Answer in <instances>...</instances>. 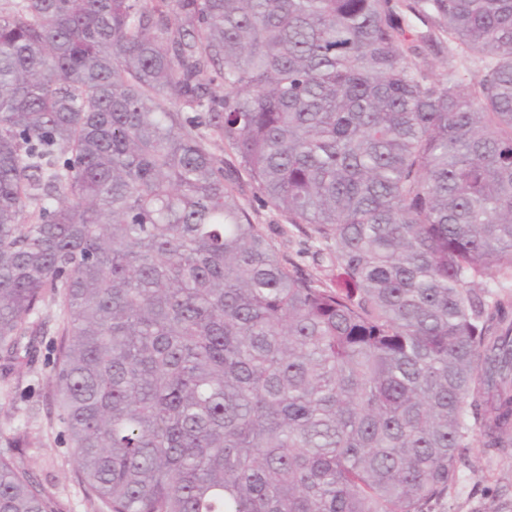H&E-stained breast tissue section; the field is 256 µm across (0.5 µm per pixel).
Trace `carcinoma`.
Here are the masks:
<instances>
[{
	"label": "carcinoma",
	"instance_id": "cac0c4a2",
	"mask_svg": "<svg viewBox=\"0 0 512 512\" xmlns=\"http://www.w3.org/2000/svg\"><path fill=\"white\" fill-rule=\"evenodd\" d=\"M406 8L426 30L394 0H0V375L58 300L109 512H428L470 431L512 447V313L478 291L512 274V0ZM434 42L444 79L411 62ZM24 445L0 512H59ZM481 72V56L478 53L471 52L469 57L463 63V66L459 65L456 78L462 83L463 88L469 90L478 80ZM242 181L240 201L249 208L255 224H260L275 248L287 258L297 262L304 270L328 281L333 274L332 268L327 267L325 262L321 263L323 266L315 265L311 254L304 253L307 247L305 236L297 228L287 224L285 218L278 211L264 205L259 194L244 174Z\"/></svg>",
	"mask_w": 512,
	"mask_h": 512
}]
</instances>
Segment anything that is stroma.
<instances>
[{
  "label": "stroma",
  "instance_id": "35a3bbf8",
  "mask_svg": "<svg viewBox=\"0 0 512 512\" xmlns=\"http://www.w3.org/2000/svg\"><path fill=\"white\" fill-rule=\"evenodd\" d=\"M240 200L281 254L322 279L331 278L330 267L315 265L311 255L306 254L305 236L287 224L278 211L264 205L250 182H243ZM39 318L45 327L33 362L19 373L0 377V441L12 437L26 441L23 462L35 479L54 492L61 512H105L100 501L86 497L58 420L49 365L61 341L58 304L46 303ZM430 509L512 512V448L486 453L477 445H469L458 465L454 484L447 495L431 503Z\"/></svg>",
  "mask_w": 512,
  "mask_h": 512
}]
</instances>
